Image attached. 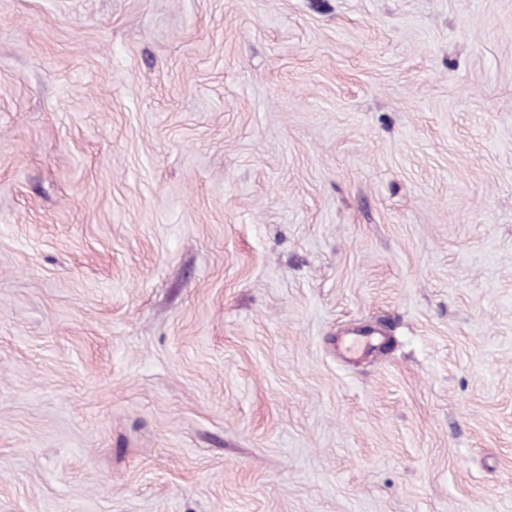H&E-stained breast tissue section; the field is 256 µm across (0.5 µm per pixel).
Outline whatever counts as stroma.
<instances>
[{
	"label": "stroma",
	"mask_w": 512,
	"mask_h": 512,
	"mask_svg": "<svg viewBox=\"0 0 512 512\" xmlns=\"http://www.w3.org/2000/svg\"><path fill=\"white\" fill-rule=\"evenodd\" d=\"M0 512H512V0H0Z\"/></svg>",
	"instance_id": "stroma-1"
}]
</instances>
